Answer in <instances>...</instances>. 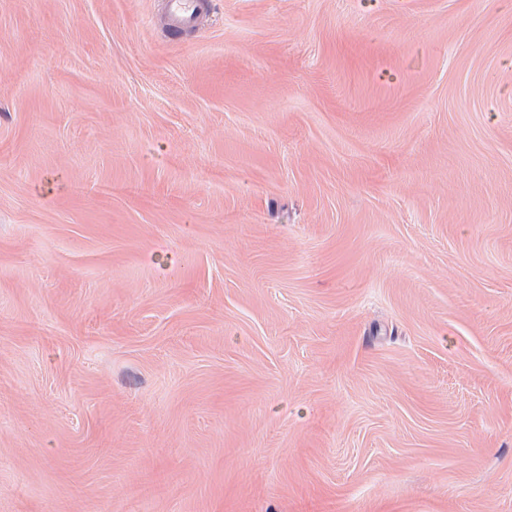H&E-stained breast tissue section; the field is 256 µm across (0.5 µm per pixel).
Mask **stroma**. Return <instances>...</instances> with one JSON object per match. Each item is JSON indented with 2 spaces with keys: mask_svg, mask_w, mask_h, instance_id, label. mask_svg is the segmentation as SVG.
<instances>
[{
  "mask_svg": "<svg viewBox=\"0 0 512 512\" xmlns=\"http://www.w3.org/2000/svg\"><path fill=\"white\" fill-rule=\"evenodd\" d=\"M0 0V512H512V0ZM212 9V2L208 0H166L164 18L170 32L177 35L195 27Z\"/></svg>",
  "mask_w": 512,
  "mask_h": 512,
  "instance_id": "stroma-1",
  "label": "stroma"
}]
</instances>
